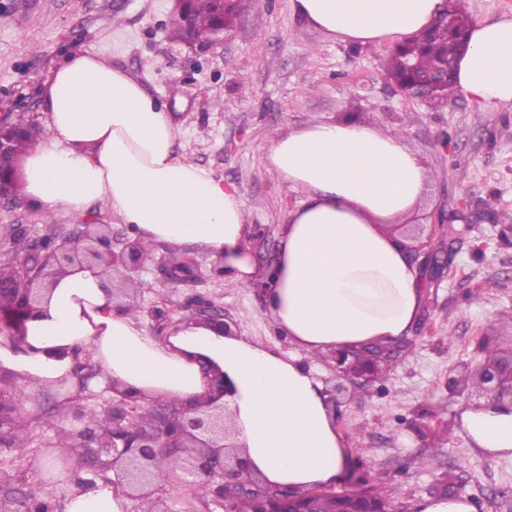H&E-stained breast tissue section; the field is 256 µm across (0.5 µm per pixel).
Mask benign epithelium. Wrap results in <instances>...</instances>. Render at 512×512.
<instances>
[{
  "mask_svg": "<svg viewBox=\"0 0 512 512\" xmlns=\"http://www.w3.org/2000/svg\"><path fill=\"white\" fill-rule=\"evenodd\" d=\"M215 2L219 23L188 42L200 54L224 44L226 11L240 0ZM20 130L17 123L0 121V158L12 153ZM410 251L428 282L439 278L447 268L445 257L435 251L422 254L414 246ZM150 260L151 255L139 248L138 238L127 236L115 241L107 224H80L59 241L49 238L31 243L25 255L16 261L12 276L0 275V310L9 311L15 321H22L55 278L75 266H96L106 274L113 308L120 311L128 285L140 279ZM187 308L196 320L223 331L227 329L224 315L212 301L197 297ZM333 362L338 377L350 384L373 382L374 375L351 364L349 351L333 354ZM481 368L486 371L488 391L512 394V379L503 382L496 364L486 362ZM209 373L211 401L206 406L194 409L191 415L175 407L170 419L158 414L153 427L142 425L132 414L130 403L137 402L135 397L110 386L119 400L103 408L99 427L84 424L80 412L69 416L68 426L74 437L73 464L95 477L114 471L121 475L129 490L145 498L158 478V461L173 455L178 458L179 470L191 478V483L208 486L213 501L229 512L230 499L249 493V488L242 487L240 481L248 470V462L240 452L227 406L221 403L226 395L224 375L214 368ZM21 409L20 397L0 391V448L15 447L14 420ZM324 493V489L296 493L264 485L253 496V512H315L313 497ZM36 497L37 490L31 488L8 503L0 500V512H29Z\"/></svg>",
  "mask_w": 512,
  "mask_h": 512,
  "instance_id": "7a95c632",
  "label": "benign epithelium"
}]
</instances>
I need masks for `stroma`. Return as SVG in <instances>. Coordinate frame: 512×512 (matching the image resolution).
Returning <instances> with one entry per match:
<instances>
[{"instance_id":"35a3bbf8","label":"stroma","mask_w":512,"mask_h":512,"mask_svg":"<svg viewBox=\"0 0 512 512\" xmlns=\"http://www.w3.org/2000/svg\"><path fill=\"white\" fill-rule=\"evenodd\" d=\"M90 53L134 77L171 112L175 151L234 186L248 213L245 243L258 268L277 253L287 215L305 198L267 169L270 137L313 119L373 120L399 133L432 170L416 209L421 243L448 254L443 275L425 285L424 331H411L413 350L381 382L355 389L330 359L314 361L318 379L336 397L334 421L349 452L348 470L395 503L418 505L454 475L457 494L478 512H512V455L473 448L461 432L462 408L496 403L495 395L457 387L464 367L488 352L512 356V109L485 111L462 94L437 105L402 97L386 75L390 45L342 42L302 23L292 0H245L223 45L200 55L175 35L174 0H0V117L45 125L44 94L59 64ZM449 224L438 226L440 212ZM78 224L109 225L129 235L108 204L81 212L34 207L25 194L0 204V269L44 236L62 238ZM196 265L194 280L175 284L170 265ZM202 249L160 245L140 275L143 310L186 317L187 300L203 296L232 330L276 352L295 347L264 313L259 289ZM84 385L75 402L102 410L112 392L100 383L93 357H83ZM32 416L0 450V496L36 485L39 462L58 444L52 426L61 390L22 389ZM130 512H224L206 491L173 474Z\"/></svg>"}]
</instances>
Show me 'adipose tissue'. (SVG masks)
Segmentation results:
<instances>
[{
	"label": "adipose tissue",
	"instance_id": "obj_1",
	"mask_svg": "<svg viewBox=\"0 0 512 512\" xmlns=\"http://www.w3.org/2000/svg\"><path fill=\"white\" fill-rule=\"evenodd\" d=\"M309 25L344 42L380 45L417 34L445 0H293ZM456 89L484 108L512 107V20H478L457 62ZM48 134L23 159L25 194L47 211L106 201L142 245H195L245 285L260 286L266 315L292 343L276 353L245 336L183 319L155 340L132 310L116 311L97 268L60 276L16 336H0V366L20 384L72 388L75 357L90 350L105 379L183 409L208 393L209 359L230 382L225 397L251 471L294 491L336 483L348 450L328 394L306 362L409 336L423 290L408 242L392 225L422 201L430 169L403 137L364 120H316L274 138L267 165L306 194L288 216L279 256L259 270L245 246V205L222 179L175 155L165 107L127 73L88 54L60 65L44 100ZM460 427L473 447L512 453V409L469 407ZM63 512H129L117 474L86 480Z\"/></svg>",
	"mask_w": 512,
	"mask_h": 512
}]
</instances>
